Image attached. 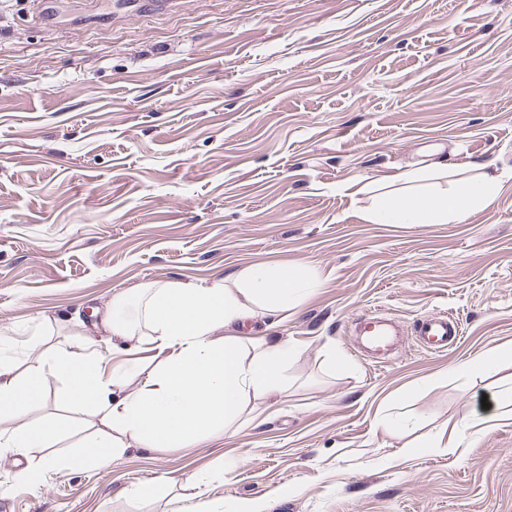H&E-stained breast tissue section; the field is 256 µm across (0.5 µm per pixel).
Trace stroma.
<instances>
[{
  "label": "stroma",
  "instance_id": "stroma-1",
  "mask_svg": "<svg viewBox=\"0 0 512 512\" xmlns=\"http://www.w3.org/2000/svg\"><path fill=\"white\" fill-rule=\"evenodd\" d=\"M503 172L461 224H373L403 170ZM316 266L321 286L249 335L288 338V392L237 433L23 487L0 460V512H176L230 463L225 512H512V0H0V343L113 354L114 293L249 264ZM447 311L463 337L389 360L354 320ZM496 412L484 421L485 411ZM67 416L64 383L26 417ZM451 448H443V441ZM171 475L159 497L124 496ZM505 362L512 365V345H502L483 352L471 363L470 368L472 373H480Z\"/></svg>",
  "mask_w": 512,
  "mask_h": 512
}]
</instances>
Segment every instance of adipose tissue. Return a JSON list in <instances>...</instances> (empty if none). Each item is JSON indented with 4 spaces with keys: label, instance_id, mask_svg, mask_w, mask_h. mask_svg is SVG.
Returning <instances> with one entry per match:
<instances>
[{
    "label": "adipose tissue",
    "instance_id": "obj_1",
    "mask_svg": "<svg viewBox=\"0 0 512 512\" xmlns=\"http://www.w3.org/2000/svg\"><path fill=\"white\" fill-rule=\"evenodd\" d=\"M472 179L447 167L412 168L395 189L374 195L376 224H461L491 204L499 177L486 166ZM321 285L315 267L257 263L209 284L145 283L114 294L104 319L113 348L127 361L105 371L85 347L61 345L37 354L25 370L0 351V454L23 451L26 486L55 468L109 466L132 448L159 453L192 448L218 433L251 424L264 400L284 394V373L296 350L279 336L244 335L247 321L296 310ZM142 371L135 389L129 373ZM65 384L67 400L100 416L102 431L85 436L65 456L48 448L69 434L62 420L23 423L44 399L47 377Z\"/></svg>",
    "mask_w": 512,
    "mask_h": 512
}]
</instances>
